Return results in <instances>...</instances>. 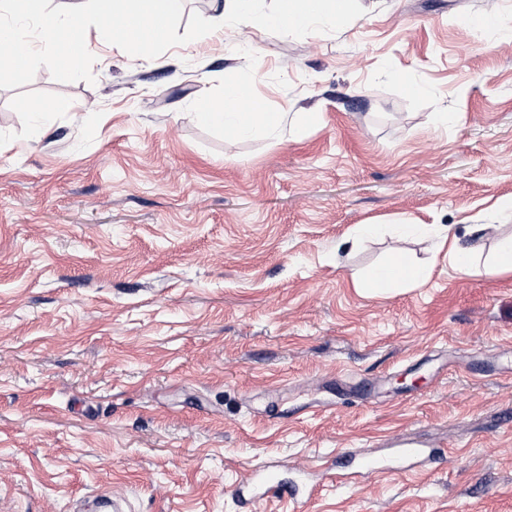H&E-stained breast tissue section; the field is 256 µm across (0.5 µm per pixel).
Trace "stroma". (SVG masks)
I'll list each match as a JSON object with an SVG mask.
<instances>
[{
  "instance_id": "stroma-1",
  "label": "stroma",
  "mask_w": 512,
  "mask_h": 512,
  "mask_svg": "<svg viewBox=\"0 0 512 512\" xmlns=\"http://www.w3.org/2000/svg\"><path fill=\"white\" fill-rule=\"evenodd\" d=\"M335 33L226 26L95 83L0 88V512H512V273L369 297L390 236L512 204V0H360ZM242 89L285 120L199 125ZM65 98L43 135L26 102ZM320 113L318 123L306 113ZM448 121L436 123L437 113ZM444 450L415 471L405 444ZM352 451L401 460L367 474ZM320 483L244 508L263 462ZM195 122L214 127H232L240 136L250 137L260 132H275L285 118L281 112H260L252 108L244 112L235 98L198 103L189 112Z\"/></svg>"
}]
</instances>
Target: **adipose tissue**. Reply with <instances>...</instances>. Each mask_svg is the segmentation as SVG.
Here are the masks:
<instances>
[{
    "label": "adipose tissue",
    "mask_w": 512,
    "mask_h": 512,
    "mask_svg": "<svg viewBox=\"0 0 512 512\" xmlns=\"http://www.w3.org/2000/svg\"><path fill=\"white\" fill-rule=\"evenodd\" d=\"M190 117L197 123L226 128H233L240 136L250 137L267 131L275 132L285 118L281 112H246L235 99L224 98L197 104L190 111ZM499 227L495 224H465L461 228H444L435 231L427 224H398L393 229L395 237L408 235L431 236L441 234L443 241L448 242V263L454 272L461 277L471 275L476 255L465 240L467 237L480 234L498 240L493 269L497 272H512V237L499 238ZM430 275L427 266L415 263L408 254L399 248L392 249L387 259L376 268L355 278L354 284L364 293L376 295L386 288L403 285H416L425 281Z\"/></svg>",
    "instance_id": "1"
}]
</instances>
